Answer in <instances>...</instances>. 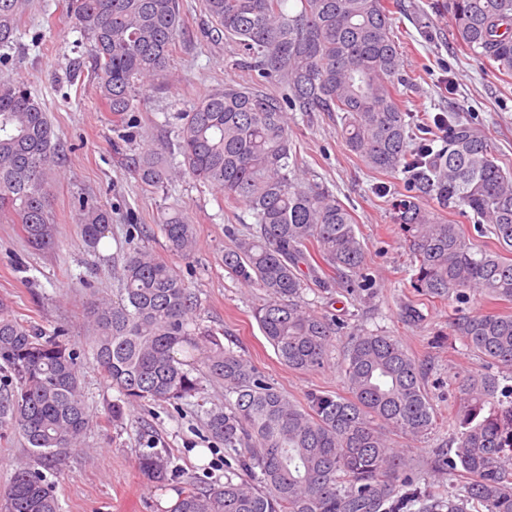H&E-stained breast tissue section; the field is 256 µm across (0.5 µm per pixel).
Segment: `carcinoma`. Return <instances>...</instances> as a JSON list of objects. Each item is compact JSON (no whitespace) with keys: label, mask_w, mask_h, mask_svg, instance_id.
I'll use <instances>...</instances> for the list:
<instances>
[{"label":"carcinoma","mask_w":512,"mask_h":512,"mask_svg":"<svg viewBox=\"0 0 512 512\" xmlns=\"http://www.w3.org/2000/svg\"><path fill=\"white\" fill-rule=\"evenodd\" d=\"M199 0L207 37L230 45L235 65L275 82H227L184 113L178 132L179 171L159 143L135 155L131 173L162 186L190 173L216 188L229 208L252 211L255 227L224 252V269L258 288L259 328L280 361L298 372L328 363L340 322L304 301L314 285L345 291L370 286L366 251L352 212L327 187L301 182L288 112H327L340 119L348 149L386 174L409 173L419 193L441 211L471 212L469 229L422 205L402 200L397 221L410 233V287L429 303L473 296L485 311L455 313L448 339H459L488 367L454 379L459 403L448 416L447 448L435 464L456 473L461 487L443 500L422 492L409 448L441 425L416 359L394 336L353 333L342 369L346 394L310 392L290 400L212 329L194 320L198 300L180 272L149 248L129 253L120 271L122 295L91 302L92 351L103 378L124 407H179L224 384L235 401L208 415L207 438L235 453L238 479L203 486L185 480L167 512H512V385L500 387L495 366L512 376V169L498 163L489 139L448 116L442 146L424 137L409 147L410 118L394 95L401 73L386 0ZM34 0H0V61L13 49ZM466 50L512 75V0H445ZM65 11L90 42L96 90L113 122L123 124L134 102L166 76L182 26L180 0H68ZM61 142L41 101L17 80L0 79V216L9 213L28 244L54 247L49 196ZM76 223L93 248L112 216L96 197L75 207ZM166 249L189 259L196 231L174 215L159 226ZM493 237L475 252L474 236ZM424 322L418 302L402 310ZM82 349L65 328L48 335L0 303V419L11 418L35 464L14 473L0 512H59L44 470L78 451L90 420L79 385ZM170 457H138V471L159 486Z\"/></svg>","instance_id":"obj_1"}]
</instances>
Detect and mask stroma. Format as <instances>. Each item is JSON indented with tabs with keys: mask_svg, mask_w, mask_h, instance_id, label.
Masks as SVG:
<instances>
[{
	"mask_svg": "<svg viewBox=\"0 0 512 512\" xmlns=\"http://www.w3.org/2000/svg\"><path fill=\"white\" fill-rule=\"evenodd\" d=\"M434 0H400L392 35L407 81L397 92L405 111L414 117L458 113L464 123L481 129L491 140L503 166L512 168V77L467 53L456 39L445 11ZM184 26L164 90L147 92L137 103V127L115 124L101 105L90 76L70 81L74 65L90 67L85 35L63 14L62 0H35L32 13L18 32L11 55L18 77L38 95L52 128L64 146V158L50 202L57 225L52 250H33L10 216L0 217V301L15 316L45 331L69 328L75 341L89 346L93 331L83 309L91 295L117 299L119 271L126 255L141 245L170 259L159 229L165 219L181 214L194 225L199 247L187 260L172 259L196 295L202 325L222 333L224 345L247 358L290 398L303 401L312 390H346L339 365L346 334L382 332L397 337L422 367L425 385L438 415L448 413L455 397L454 376L481 369L482 363L463 343L436 342L447 332L459 306L455 300L424 304L425 321L412 327L400 319L410 299L412 270L408 234L395 221L394 205L405 198L409 179L366 168L345 146L337 122L324 112L292 115L291 137L301 165L311 179L329 188L349 208L360 226L375 294H347L336 288H310L304 298L311 307L339 318L346 333L331 351L332 368L317 372L288 369L262 335L254 309L261 290L240 287L224 268L231 232L246 233L253 224L245 207L226 209L224 197L186 174L161 187L142 185L130 172L131 157L149 145L164 142L166 157L178 164L176 145L181 115L209 90L227 81L247 84L248 71L233 64V49L203 38L208 19L198 0H183ZM90 194L112 212V223L96 249H89L75 222L74 203ZM80 384L90 417L85 448L68 454L46 476L55 485L60 512H165L176 499L185 477L203 484H223L228 454L207 440L210 412L224 408V386L206 382L200 394L170 405H146L111 420L108 408L118 393L102 377L92 357H85ZM447 428L421 440L415 455L422 488L447 496L455 473L435 470L431 456L445 445ZM168 454L174 474L165 486L149 483L136 461L147 450ZM29 461L23 440L8 424L0 425V494L16 469Z\"/></svg>",
	"mask_w": 512,
	"mask_h": 512,
	"instance_id": "1",
	"label": "stroma"
}]
</instances>
